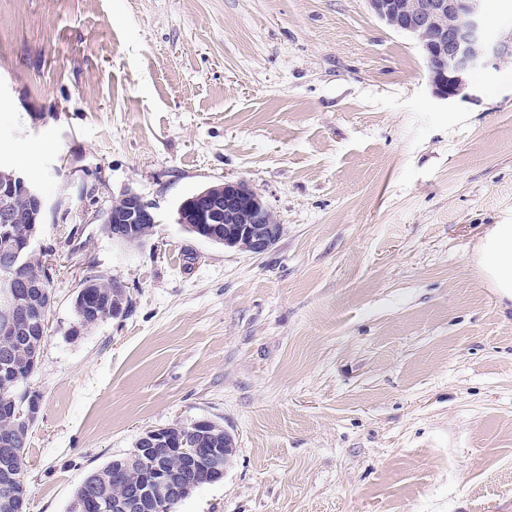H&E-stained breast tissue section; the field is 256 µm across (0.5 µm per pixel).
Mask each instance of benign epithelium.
<instances>
[{
    "label": "benign epithelium",
    "instance_id": "benign-epithelium-1",
    "mask_svg": "<svg viewBox=\"0 0 512 512\" xmlns=\"http://www.w3.org/2000/svg\"><path fill=\"white\" fill-rule=\"evenodd\" d=\"M374 15L389 28L417 39L428 66L433 95L443 101L475 100L480 92L477 77L500 68L512 59V25L497 31L487 22L486 0H367ZM224 204L207 192L200 197L212 203L207 208L211 224H224V246L253 255L269 251L281 235V224L272 208L243 180L222 182ZM24 197L39 213L44 201L38 186L27 176L13 170L0 175V380L17 384L25 377L11 368L13 346L26 330L45 335L46 316L40 308L28 307L32 289L48 292L51 273L37 284L19 277L31 256L37 254L35 235L19 236L14 224L18 215L17 196ZM120 210L110 211L115 236L134 241L142 236V227L155 223L151 206L138 194L128 192L119 199ZM181 223L201 238L215 242L218 236L199 223L200 212L188 200L181 206ZM144 448L139 458L144 479L124 498L126 512H140L150 505L153 512H167L168 502L176 500L173 475L163 462L171 444L165 429L149 430L142 436ZM233 436L226 448H183L180 455L191 466H200L214 481L224 479L232 463ZM90 507L99 512L110 509L108 495L100 484L91 483ZM0 512H17L15 494L10 485H0Z\"/></svg>",
    "mask_w": 512,
    "mask_h": 512
}]
</instances>
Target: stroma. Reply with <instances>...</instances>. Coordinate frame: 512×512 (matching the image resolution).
Instances as JSON below:
<instances>
[{"label": "stroma", "instance_id": "stroma-1", "mask_svg": "<svg viewBox=\"0 0 512 512\" xmlns=\"http://www.w3.org/2000/svg\"><path fill=\"white\" fill-rule=\"evenodd\" d=\"M478 81L436 99L366 0H0V163L53 267L27 512L203 419L233 465L176 512H512V306L476 261L512 224V61ZM224 179L273 209L267 253L178 224ZM127 191L136 247L103 230ZM90 274L131 310L80 330ZM119 202V211H113V206L109 210L112 215L111 224H108L106 218L103 225V230L108 237L112 239V224H115L114 235L125 241L140 239L143 233L147 236L151 232L153 224H155V216L151 206L133 192L122 195ZM143 225L146 226L142 232Z\"/></svg>", "mask_w": 512, "mask_h": 512}]
</instances>
